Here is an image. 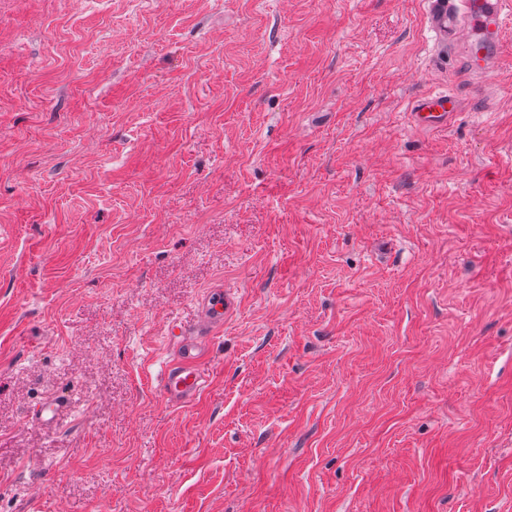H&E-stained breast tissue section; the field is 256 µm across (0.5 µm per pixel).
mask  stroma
Instances as JSON below:
<instances>
[{
    "label": "stroma",
    "mask_w": 512,
    "mask_h": 512,
    "mask_svg": "<svg viewBox=\"0 0 512 512\" xmlns=\"http://www.w3.org/2000/svg\"><path fill=\"white\" fill-rule=\"evenodd\" d=\"M428 13L0 0V512H512V28L482 109ZM459 108L460 102L456 96L432 94L415 101L411 117L416 125L423 128H443L448 125ZM204 306V323L186 325L180 322L172 325L169 332L177 339V359L167 364L162 372L160 396L173 406L190 402L206 384L200 345L209 341L214 329L224 324V316L228 313V297L224 295V289L210 290L205 296ZM70 407L68 399L56 398L43 405L31 415V421L36 423L54 422L58 424L64 412Z\"/></svg>",
    "instance_id": "stroma-1"
}]
</instances>
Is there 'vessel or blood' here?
<instances>
[{"mask_svg":"<svg viewBox=\"0 0 512 512\" xmlns=\"http://www.w3.org/2000/svg\"><path fill=\"white\" fill-rule=\"evenodd\" d=\"M429 24L441 48L458 44L467 75L481 86L495 83L498 63L504 54L500 35L512 25V0H430ZM460 102L450 94H432L417 99L411 117L418 126L437 129L448 125ZM206 319L192 325H172L170 335L178 343L177 359L165 366L160 396L178 406L190 402L206 384L201 367L200 346L209 341L215 328L223 325L228 297L223 289L210 290L204 300ZM70 402L53 399L33 413L36 423L60 422Z\"/></svg>","mask_w":512,"mask_h":512,"instance_id":"1","label":"vessel or blood"}]
</instances>
